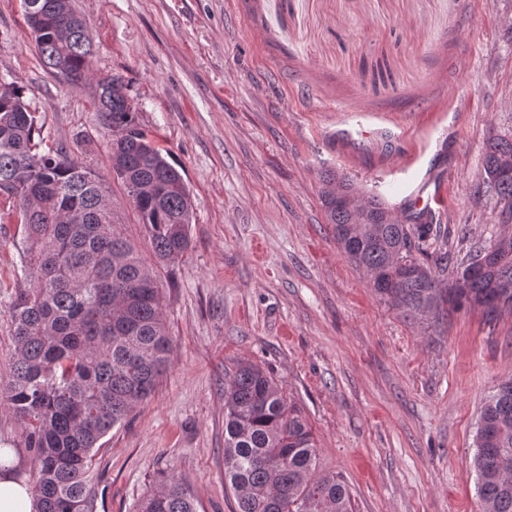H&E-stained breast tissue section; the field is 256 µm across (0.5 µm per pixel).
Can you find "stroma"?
Segmentation results:
<instances>
[{
	"instance_id": "stroma-1",
	"label": "stroma",
	"mask_w": 512,
	"mask_h": 512,
	"mask_svg": "<svg viewBox=\"0 0 512 512\" xmlns=\"http://www.w3.org/2000/svg\"><path fill=\"white\" fill-rule=\"evenodd\" d=\"M95 75H122L136 121L183 168L193 203L179 263L155 255L124 186L111 207L163 294L172 351L155 393L102 440L96 512H134L161 474L199 512H234L224 484V374L251 361L308 420L317 470L353 512H480V410L512 377V310L421 319L378 296L338 248L321 175H346L403 223L464 251L506 227L476 195L488 141L512 134V0H74ZM0 79L44 148L111 171L91 84L42 66L22 0H0ZM416 116L401 131L394 116ZM346 120L356 135L336 136ZM414 164L444 184L420 213L385 184ZM20 216L0 196V378L10 303L29 285Z\"/></svg>"
}]
</instances>
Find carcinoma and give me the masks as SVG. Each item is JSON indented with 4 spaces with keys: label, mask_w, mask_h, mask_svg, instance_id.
Listing matches in <instances>:
<instances>
[{
    "label": "carcinoma",
    "mask_w": 512,
    "mask_h": 512,
    "mask_svg": "<svg viewBox=\"0 0 512 512\" xmlns=\"http://www.w3.org/2000/svg\"><path fill=\"white\" fill-rule=\"evenodd\" d=\"M86 23L31 33L49 74L64 63L96 80L103 124L126 132L112 141L111 169L127 192L161 183L163 194L134 204L156 256L168 263L189 249L192 199L182 174L136 123L117 76L94 77ZM35 117L23 87L0 85V183L21 214L22 263L30 287L10 312L16 357L0 382V401L20 421L32 454L31 493L38 512H96L90 472L97 444L156 390L171 351L162 296L137 248L101 192L107 177L68 152L39 151ZM484 181L512 215V137L487 146ZM321 196L338 248L370 278L376 294L427 316L473 298L512 302V232L496 238L498 260L476 265L485 244L456 263L469 272L448 288V251L430 224H404L384 202L359 194L328 171ZM476 429L477 495L488 512H512V379L488 396ZM224 483L235 512H352L343 478L316 470V442L301 410L259 365L241 361L224 380ZM137 512H198L190 488L160 476Z\"/></svg>",
    "instance_id": "1"
}]
</instances>
